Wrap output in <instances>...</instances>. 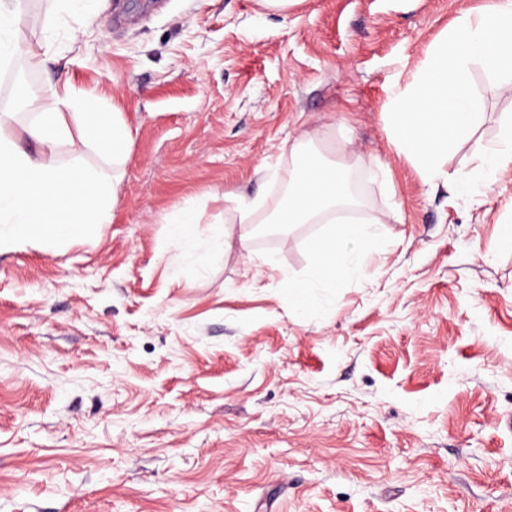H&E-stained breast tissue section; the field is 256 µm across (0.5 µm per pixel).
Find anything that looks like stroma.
<instances>
[{
    "instance_id": "35a3bbf8",
    "label": "stroma",
    "mask_w": 512,
    "mask_h": 512,
    "mask_svg": "<svg viewBox=\"0 0 512 512\" xmlns=\"http://www.w3.org/2000/svg\"><path fill=\"white\" fill-rule=\"evenodd\" d=\"M487 0H21L18 35L132 130L100 232L0 253V512H512V170L426 181L385 112ZM476 137L512 94L481 64ZM312 136L389 242L320 319L280 288L313 224H225L277 202ZM387 166L381 175L356 158ZM202 220L193 249L169 229ZM247 244H240V237Z\"/></svg>"
}]
</instances>
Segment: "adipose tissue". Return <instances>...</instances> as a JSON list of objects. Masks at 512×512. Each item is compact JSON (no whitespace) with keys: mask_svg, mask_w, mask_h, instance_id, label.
<instances>
[{"mask_svg":"<svg viewBox=\"0 0 512 512\" xmlns=\"http://www.w3.org/2000/svg\"><path fill=\"white\" fill-rule=\"evenodd\" d=\"M18 24V14L0 0V58L22 56L29 66L41 65V55L20 41ZM27 107L31 119L22 131L37 152L27 153L13 136L0 134V252L33 243L52 250L111 223L119 168L132 138L121 113L100 111L91 97L66 84L32 94ZM91 142L111 155L117 166L111 177L76 160L60 162L61 145ZM475 160L468 181L485 188L512 166V114L503 117L495 147L477 150Z\"/></svg>","mask_w":512,"mask_h":512,"instance_id":"1","label":"adipose tissue"}]
</instances>
